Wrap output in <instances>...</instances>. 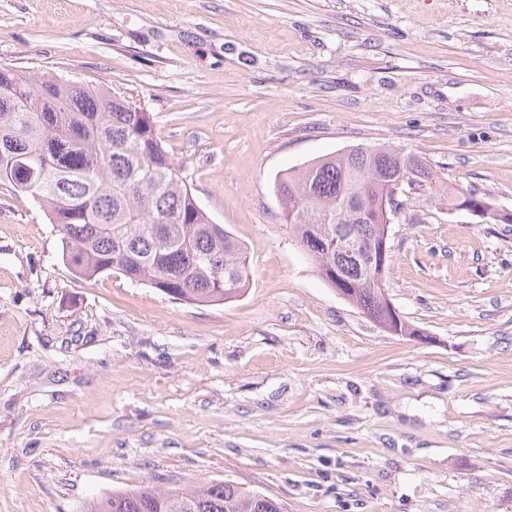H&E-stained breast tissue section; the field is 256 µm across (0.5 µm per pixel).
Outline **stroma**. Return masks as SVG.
Instances as JSON below:
<instances>
[{"instance_id":"stroma-1","label":"stroma","mask_w":512,"mask_h":512,"mask_svg":"<svg viewBox=\"0 0 512 512\" xmlns=\"http://www.w3.org/2000/svg\"><path fill=\"white\" fill-rule=\"evenodd\" d=\"M0 66L149 112L243 246L220 305L79 280L0 183V512L231 480L283 512H512V0H0ZM424 158L389 225L385 331L319 275L275 181L351 148Z\"/></svg>"}]
</instances>
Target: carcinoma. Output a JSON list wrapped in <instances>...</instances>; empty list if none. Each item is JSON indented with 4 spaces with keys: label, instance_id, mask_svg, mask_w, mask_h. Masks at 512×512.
Listing matches in <instances>:
<instances>
[{
    "label": "carcinoma",
    "instance_id": "obj_1",
    "mask_svg": "<svg viewBox=\"0 0 512 512\" xmlns=\"http://www.w3.org/2000/svg\"><path fill=\"white\" fill-rule=\"evenodd\" d=\"M0 183L30 195L56 224L63 258L79 276L117 271L172 300L217 305L240 296L250 267L243 247L197 203L155 133L151 115L102 84L0 67ZM431 188L421 158L410 168L391 148L355 147L278 180L285 218L334 288L378 324L390 320L374 280L377 242L390 220L394 190ZM363 190L364 207L346 210ZM489 209L470 190L460 201ZM341 223H336V216ZM354 234L358 246L340 247ZM88 512H282L281 504L230 481L159 488L142 482L116 490Z\"/></svg>",
    "mask_w": 512,
    "mask_h": 512
}]
</instances>
